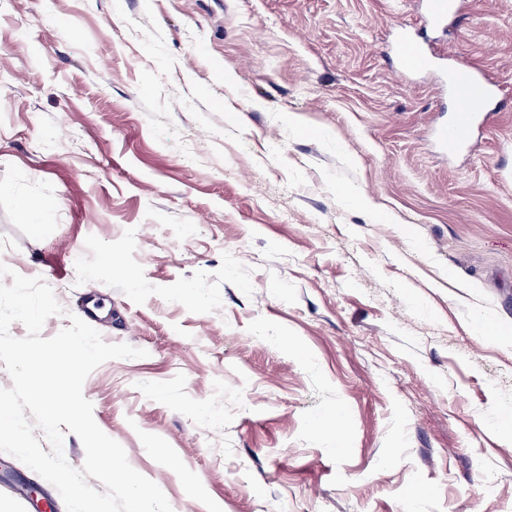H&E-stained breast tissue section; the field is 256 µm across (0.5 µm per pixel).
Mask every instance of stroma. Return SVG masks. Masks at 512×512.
<instances>
[{"label":"stroma","mask_w":512,"mask_h":512,"mask_svg":"<svg viewBox=\"0 0 512 512\" xmlns=\"http://www.w3.org/2000/svg\"><path fill=\"white\" fill-rule=\"evenodd\" d=\"M458 2L0 0V263L146 350L83 393L173 512H512V0ZM403 26L500 88L458 152ZM397 58L399 69L404 73L434 70L440 65V59L406 30L397 45Z\"/></svg>","instance_id":"35a3bbf8"}]
</instances>
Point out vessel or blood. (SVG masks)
Returning <instances> with one entry per match:
<instances>
[{"label": "vessel or blood", "mask_w": 512, "mask_h": 512, "mask_svg": "<svg viewBox=\"0 0 512 512\" xmlns=\"http://www.w3.org/2000/svg\"><path fill=\"white\" fill-rule=\"evenodd\" d=\"M397 58L400 71L405 73L433 70L440 65L433 52L406 32L397 45ZM445 82L455 97L457 110L451 125L441 129L440 138L446 149L454 150L465 141L498 87L484 73L462 64L448 72Z\"/></svg>", "instance_id": "1"}]
</instances>
